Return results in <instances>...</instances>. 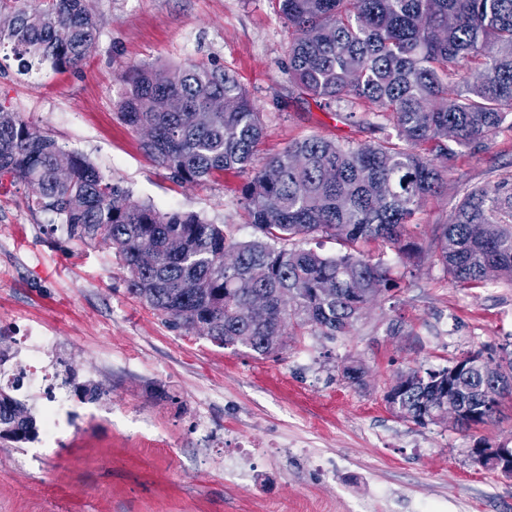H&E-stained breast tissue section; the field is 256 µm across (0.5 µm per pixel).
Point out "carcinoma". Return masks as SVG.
<instances>
[{
	"label": "carcinoma",
	"instance_id": "cac0c4a2",
	"mask_svg": "<svg viewBox=\"0 0 512 512\" xmlns=\"http://www.w3.org/2000/svg\"><path fill=\"white\" fill-rule=\"evenodd\" d=\"M13 26L0 30L26 72L60 71L84 60L99 29L89 0H13ZM295 37L288 70L299 95L319 105L347 103L351 119L371 112L381 137L351 144L311 136L295 141L254 172L242 191L256 236L231 243L224 228L193 213L163 211L132 199L83 156L0 105V178L31 187L34 205L54 213L71 239L112 245L127 271V291L172 327L262 357L281 351L288 326L322 336L348 334L366 304L394 286L389 267L359 245L380 241L420 257L409 224L447 180V163L485 149L512 129V0H278ZM118 116L154 130L144 150L182 182L251 166L263 114L226 71L190 65L136 67L122 77ZM223 106L210 110L213 99ZM339 239L326 256L300 243ZM436 253L456 282L512 285V184L468 189L434 235ZM331 283L330 298L321 288ZM288 289V303L279 291ZM260 293L264 310L240 318ZM492 379L479 369L459 378L454 394L475 416L469 430L498 408L483 397ZM419 426L445 420L432 405L448 392V368L401 373L392 385ZM37 421L20 400L0 393V440L34 437Z\"/></svg>",
	"mask_w": 512,
	"mask_h": 512
}]
</instances>
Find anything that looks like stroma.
Instances as JSON below:
<instances>
[{"label":"stroma","instance_id":"35a3bbf8","mask_svg":"<svg viewBox=\"0 0 512 512\" xmlns=\"http://www.w3.org/2000/svg\"><path fill=\"white\" fill-rule=\"evenodd\" d=\"M99 33L78 66L23 73L0 51V105L87 158L134 200L193 212L236 242L255 235L241 204L255 169L310 135L370 142L360 118L298 99L288 75L294 32L276 0H90ZM202 64L234 75L264 114L250 170L179 183L117 117L122 76L143 65ZM447 190L416 215L417 264L378 241L394 286L370 302L350 334L289 335L278 356L220 347L172 329L127 291L111 245L80 244L36 209L20 181L0 182V331L19 352L42 326L58 344L47 370L81 396L61 447L0 443V512H512V477L475 465V441L512 440V399L488 423L460 431L400 418L385 393L405 370L438 369L485 348L512 351V288L457 284L434 254L467 186L512 174V130L449 161ZM361 363L363 384L341 376ZM211 428L196 430L197 418ZM252 445L250 455L241 448ZM251 468L258 485L225 476Z\"/></svg>","mask_w":512,"mask_h":512}]
</instances>
